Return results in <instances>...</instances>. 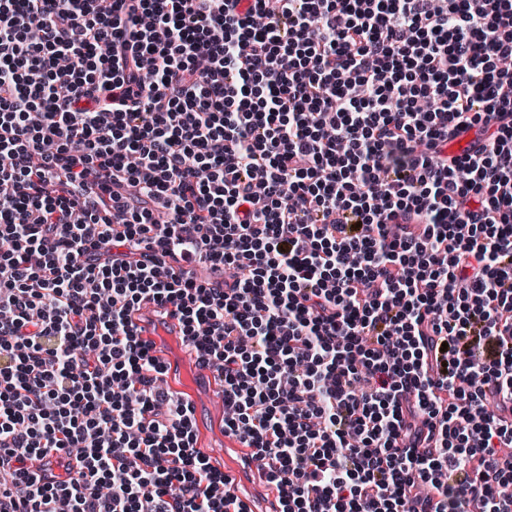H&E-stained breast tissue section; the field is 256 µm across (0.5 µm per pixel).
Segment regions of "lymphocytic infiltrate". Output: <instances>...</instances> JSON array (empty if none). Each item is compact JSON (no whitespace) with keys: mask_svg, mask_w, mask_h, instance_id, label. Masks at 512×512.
I'll return each instance as SVG.
<instances>
[{"mask_svg":"<svg viewBox=\"0 0 512 512\" xmlns=\"http://www.w3.org/2000/svg\"><path fill=\"white\" fill-rule=\"evenodd\" d=\"M146 300L281 512H512V0H0V512H250ZM157 307V303L151 300H146L141 303L140 308L134 314L133 321L135 324V330L143 341L151 342L157 340V335L153 331V325L147 319V317L155 319L150 315V313ZM169 321L175 325L177 336L174 334L171 336H176V338L180 340L183 348V359L175 360L171 358H163L159 353H153L154 356L160 358L163 365V377L165 381L170 384V387L166 384L167 387L178 393L179 399H181L182 402H188L192 409V416L194 418L198 417L197 424L195 426L197 443L209 456L211 462H215L218 466L223 467L224 457L226 454H229L233 459L240 462L239 456L230 445L231 441L234 439L224 435V414L213 412L211 407H202L197 393L192 386L178 385L181 384L179 377L175 379L177 384L174 382V376L177 375V372L179 374L182 373L184 361H187L191 364L190 368L193 369L195 376L205 379L213 390L217 387L215 383L216 380L214 379L215 373L197 363V351L190 344V341H187L184 336H182L178 318L174 316L173 318H170ZM179 336L185 340L184 343H182ZM201 407L202 411L198 416Z\"/></svg>","mask_w":512,"mask_h":512,"instance_id":"f902f5d3","label":"lymphocytic infiltrate"}]
</instances>
